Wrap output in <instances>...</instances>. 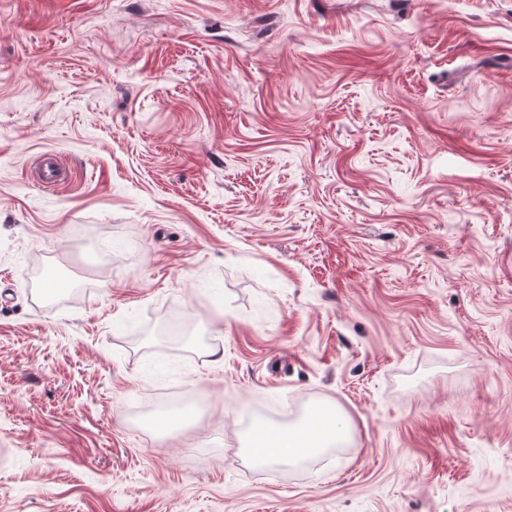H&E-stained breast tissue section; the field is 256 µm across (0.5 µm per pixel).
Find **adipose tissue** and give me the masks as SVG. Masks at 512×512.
<instances>
[{
	"instance_id": "obj_1",
	"label": "adipose tissue",
	"mask_w": 512,
	"mask_h": 512,
	"mask_svg": "<svg viewBox=\"0 0 512 512\" xmlns=\"http://www.w3.org/2000/svg\"><path fill=\"white\" fill-rule=\"evenodd\" d=\"M335 410L321 408L303 422L284 426L258 423L242 449L245 460L257 467L298 466L340 441L343 429Z\"/></svg>"
}]
</instances>
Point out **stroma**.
<instances>
[{
  "label": "stroma",
  "instance_id": "stroma-1",
  "mask_svg": "<svg viewBox=\"0 0 512 512\" xmlns=\"http://www.w3.org/2000/svg\"><path fill=\"white\" fill-rule=\"evenodd\" d=\"M0 512H512V0H0ZM336 418L335 410L320 408L305 421L288 427L260 422L250 431L242 455L257 467L299 466L342 439L344 428Z\"/></svg>",
  "mask_w": 512,
  "mask_h": 512
}]
</instances>
